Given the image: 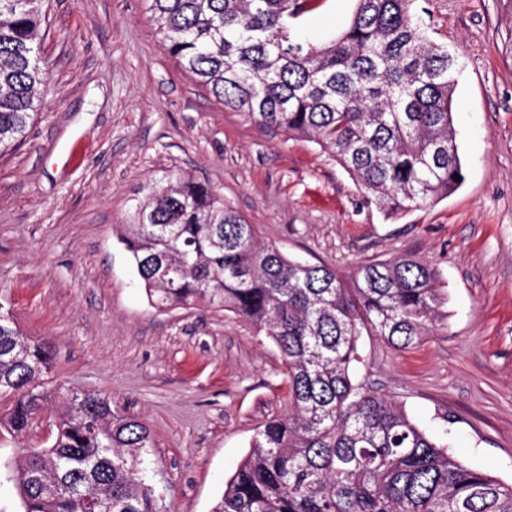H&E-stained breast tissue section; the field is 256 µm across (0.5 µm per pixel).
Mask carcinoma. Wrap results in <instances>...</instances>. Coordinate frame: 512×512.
Listing matches in <instances>:
<instances>
[{
    "label": "carcinoma",
    "instance_id": "1",
    "mask_svg": "<svg viewBox=\"0 0 512 512\" xmlns=\"http://www.w3.org/2000/svg\"><path fill=\"white\" fill-rule=\"evenodd\" d=\"M312 0H149L163 46L224 108L329 151L368 202L397 217L456 190V69L415 0H357L348 26L303 42ZM42 0H0V152L25 137L49 71ZM151 303L230 311L279 348L288 410L253 436L212 512H512V485L459 463L390 399L353 382L367 330L398 350L427 336L442 297L411 257L334 269L286 258L185 173L151 186L120 225ZM52 345L16 325L0 292V427L26 435L59 398L48 446L13 469L22 512H156L148 426L100 393L51 390Z\"/></svg>",
    "mask_w": 512,
    "mask_h": 512
}]
</instances>
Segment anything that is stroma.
I'll return each mask as SVG.
<instances>
[{
  "label": "stroma",
  "instance_id": "stroma-1",
  "mask_svg": "<svg viewBox=\"0 0 512 512\" xmlns=\"http://www.w3.org/2000/svg\"><path fill=\"white\" fill-rule=\"evenodd\" d=\"M355 6L319 0L293 31L325 41ZM428 8L430 38L457 60L465 180L389 219L318 144L254 125L183 72L147 0H44L41 113L0 154V287L21 330L54 346L49 386L105 394L150 428L159 512H211L288 400L270 339L205 303L149 302L116 228L169 171L208 183L289 257L346 277L401 256L436 268L446 301L433 332L405 350L363 333L355 377L462 464L512 484V0ZM47 434L0 429V512H20L9 468Z\"/></svg>",
  "mask_w": 512,
  "mask_h": 512
}]
</instances>
